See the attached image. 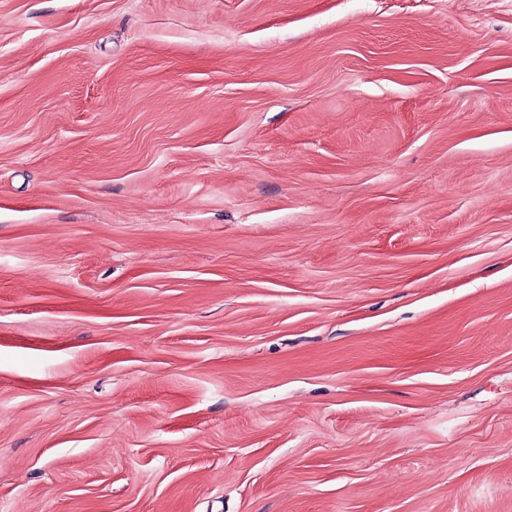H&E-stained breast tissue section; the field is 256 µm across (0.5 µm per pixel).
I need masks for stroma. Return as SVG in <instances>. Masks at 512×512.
<instances>
[{"label":"stroma","instance_id":"obj_1","mask_svg":"<svg viewBox=\"0 0 512 512\" xmlns=\"http://www.w3.org/2000/svg\"><path fill=\"white\" fill-rule=\"evenodd\" d=\"M0 512H512V0H0Z\"/></svg>","mask_w":512,"mask_h":512}]
</instances>
